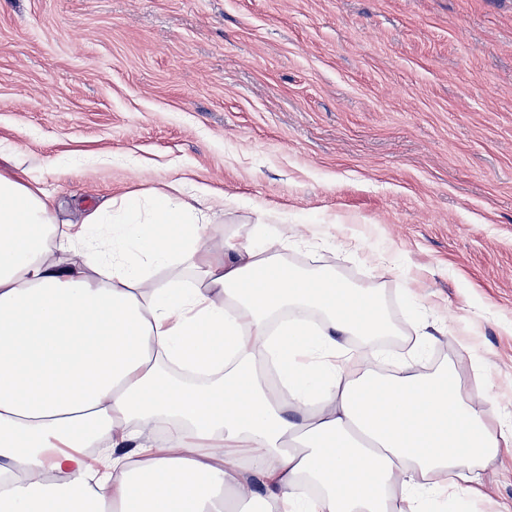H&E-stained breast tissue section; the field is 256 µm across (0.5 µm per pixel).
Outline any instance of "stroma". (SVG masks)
<instances>
[{
	"mask_svg": "<svg viewBox=\"0 0 512 512\" xmlns=\"http://www.w3.org/2000/svg\"><path fill=\"white\" fill-rule=\"evenodd\" d=\"M7 148L65 223L184 178L223 226L319 233L298 265L392 259L427 366L480 358L512 415V0H0ZM481 476L512 512V458Z\"/></svg>",
	"mask_w": 512,
	"mask_h": 512,
	"instance_id": "obj_1",
	"label": "stroma"
}]
</instances>
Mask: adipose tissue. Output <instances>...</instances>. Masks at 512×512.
<instances>
[{"mask_svg":"<svg viewBox=\"0 0 512 512\" xmlns=\"http://www.w3.org/2000/svg\"><path fill=\"white\" fill-rule=\"evenodd\" d=\"M209 195L173 179L62 224L0 168V512H470L512 420L454 363L384 375L344 342L428 345L388 310L392 265L369 287L296 266L316 237L261 215L220 234Z\"/></svg>","mask_w":512,"mask_h":512,"instance_id":"1","label":"adipose tissue"}]
</instances>
